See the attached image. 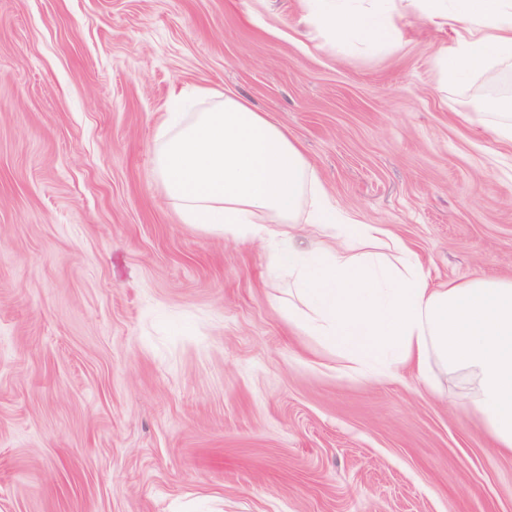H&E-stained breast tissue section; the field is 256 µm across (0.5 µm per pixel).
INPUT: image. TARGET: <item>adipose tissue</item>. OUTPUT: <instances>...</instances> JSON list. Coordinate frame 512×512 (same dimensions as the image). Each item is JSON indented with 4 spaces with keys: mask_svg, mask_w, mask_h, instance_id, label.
Masks as SVG:
<instances>
[{
    "mask_svg": "<svg viewBox=\"0 0 512 512\" xmlns=\"http://www.w3.org/2000/svg\"><path fill=\"white\" fill-rule=\"evenodd\" d=\"M332 35L364 45L398 43L395 0H303ZM423 19L457 31L435 58L458 84L512 55V0H407ZM156 169L182 223L261 240L273 270L288 272L300 307L288 319L386 375L429 359L474 380L469 415L493 448L512 452V277L430 286L416 254L376 224L342 211L286 130L239 98L193 112L176 99L158 126ZM323 229L299 241L296 229Z\"/></svg>",
    "mask_w": 512,
    "mask_h": 512,
    "instance_id": "obj_1",
    "label": "adipose tissue"
}]
</instances>
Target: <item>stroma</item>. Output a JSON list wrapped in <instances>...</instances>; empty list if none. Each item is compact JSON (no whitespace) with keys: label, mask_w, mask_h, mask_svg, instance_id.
<instances>
[{"label":"stroma","mask_w":512,"mask_h":512,"mask_svg":"<svg viewBox=\"0 0 512 512\" xmlns=\"http://www.w3.org/2000/svg\"><path fill=\"white\" fill-rule=\"evenodd\" d=\"M336 39L302 0H0V512H512V454L431 364L375 382L298 330L265 242L180 221L160 118L247 100L437 284L512 275V59Z\"/></svg>","instance_id":"1"}]
</instances>
